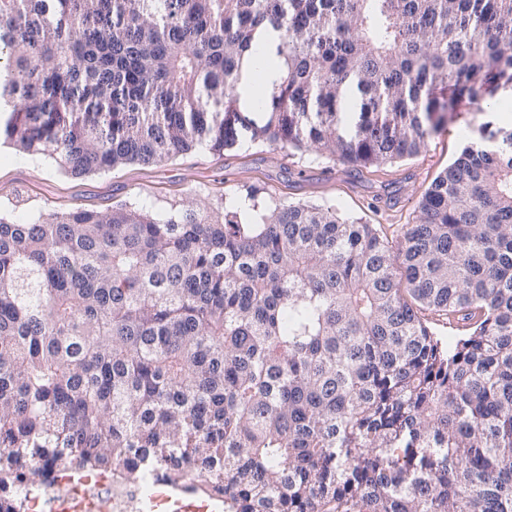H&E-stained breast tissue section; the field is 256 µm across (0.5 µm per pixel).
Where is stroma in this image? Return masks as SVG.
<instances>
[{
	"mask_svg": "<svg viewBox=\"0 0 512 512\" xmlns=\"http://www.w3.org/2000/svg\"><path fill=\"white\" fill-rule=\"evenodd\" d=\"M512 88L500 87L489 102L457 100L446 126L432 134L416 157L357 171L312 151L263 141H243L222 154L198 148L173 160L125 164L71 176L49 157L0 145V216L27 224L50 210L104 211L118 205L169 216L196 200L243 202L261 190L268 203L301 202L334 207L360 218L389 241L415 223L420 203L437 174L470 143L491 145L507 128Z\"/></svg>",
	"mask_w": 512,
	"mask_h": 512,
	"instance_id": "1",
	"label": "stroma"
}]
</instances>
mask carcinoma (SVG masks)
<instances>
[{"instance_id":"cac0c4a2","label":"carcinoma","mask_w":512,"mask_h":512,"mask_svg":"<svg viewBox=\"0 0 512 512\" xmlns=\"http://www.w3.org/2000/svg\"><path fill=\"white\" fill-rule=\"evenodd\" d=\"M0 59V139L73 176L244 132L360 170L512 85V0H0ZM246 198L0 216V512L93 470L224 512H512V146H466L396 246ZM423 321L429 325L435 336L448 346L453 345L455 341L463 336V330L456 323H448L445 316H439L429 311H423L421 314Z\"/></svg>"}]
</instances>
